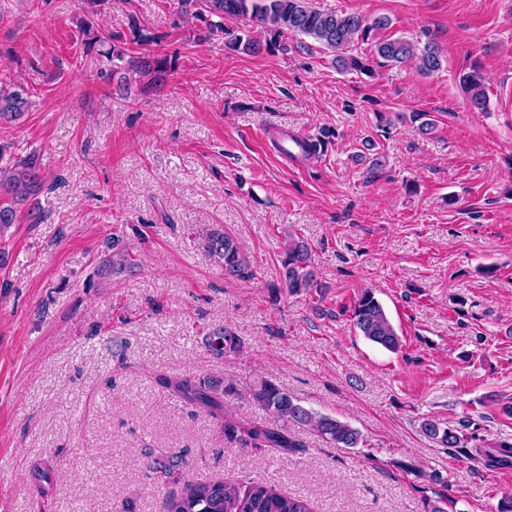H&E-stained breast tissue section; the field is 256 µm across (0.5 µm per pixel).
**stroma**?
<instances>
[{
    "label": "stroma",
    "mask_w": 512,
    "mask_h": 512,
    "mask_svg": "<svg viewBox=\"0 0 512 512\" xmlns=\"http://www.w3.org/2000/svg\"><path fill=\"white\" fill-rule=\"evenodd\" d=\"M366 19L387 38L435 42L442 67L337 69L335 52L304 36L251 54L197 40L202 0H0V84L30 106L0 123L16 156L36 153L46 186L17 205L0 236V512H158L185 483L235 477L307 497L313 512H424L413 468L440 477L458 512H497L512 476L420 430L433 418L512 438V0H314ZM121 38L120 68L86 53L80 24ZM151 35L133 43L131 23ZM176 57L164 84L133 68ZM479 64L488 105L460 84ZM428 113L389 128L379 115ZM311 140L292 167L254 136ZM372 137L376 176L354 156ZM211 224L243 246L250 281L225 279L199 235ZM313 248L322 295L269 298L287 233ZM133 276L86 281L113 239ZM373 290L402 347L369 342L350 313ZM224 327L242 340L216 358ZM232 379L224 402L265 419L242 389L270 378L305 407L359 429L339 448L291 429L300 453L229 442L205 412L157 375ZM181 456L176 478L152 459ZM204 344L211 354L226 356L239 351L241 340L234 333L224 328H217L207 334Z\"/></svg>",
    "instance_id": "35a3bbf8"
}]
</instances>
